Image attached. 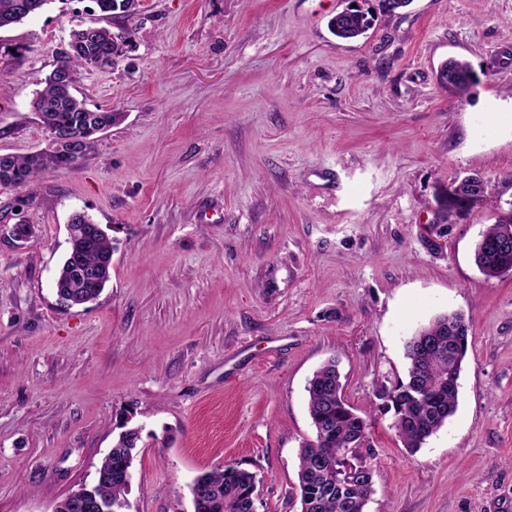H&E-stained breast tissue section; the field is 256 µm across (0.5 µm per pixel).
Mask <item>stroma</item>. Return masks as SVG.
<instances>
[{"label":"stroma","mask_w":512,"mask_h":512,"mask_svg":"<svg viewBox=\"0 0 512 512\" xmlns=\"http://www.w3.org/2000/svg\"><path fill=\"white\" fill-rule=\"evenodd\" d=\"M346 3L141 0L134 50L82 69L78 97L120 122L77 169L0 190V512H52L131 427L126 512H193L194 478L227 463L257 473L258 512H300L305 388L331 359L371 423L365 512H512V276L473 260L512 200V0H413L341 41ZM120 23L52 0L0 30V155L47 148L31 100L72 28ZM451 58L461 96L437 81ZM473 173L489 192L449 223ZM77 211L115 249L67 308ZM451 311L470 320L457 409L412 454L376 392ZM445 71L452 77L448 84L444 80ZM437 80L440 85L462 93L473 82V74L467 62L450 59L441 66Z\"/></svg>","instance_id":"35a3bbf8"}]
</instances>
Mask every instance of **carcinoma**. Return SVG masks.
<instances>
[{
    "instance_id": "cac0c4a2",
    "label": "carcinoma",
    "mask_w": 512,
    "mask_h": 512,
    "mask_svg": "<svg viewBox=\"0 0 512 512\" xmlns=\"http://www.w3.org/2000/svg\"><path fill=\"white\" fill-rule=\"evenodd\" d=\"M53 0H0V29L19 23L41 12ZM105 17L134 15L132 0H92ZM374 17L360 7L345 15L337 14L329 21L333 35L349 40L364 36ZM70 51L60 56L55 68L42 81L43 88L32 100L33 111L48 131L73 127L87 117L96 118L95 131L103 133L118 122L115 112L90 109L73 90L62 84L61 74L74 77L88 66L93 55H108L107 64L114 65L134 49L133 31L126 26L117 30L99 26L77 25L71 31ZM440 85L464 92L473 82L468 63L450 59L438 71ZM77 168L70 153L60 147L24 156L0 159V189H19L48 169ZM488 181L466 176L448 189V205L463 206L482 200ZM70 223L78 233L69 240V250L56 280V291L74 298L82 305L95 300L110 280L114 245L106 231L84 212H75ZM512 241V206L489 225L474 247L478 270L488 280L512 270V246L495 247L504 238ZM468 351V326L461 313L453 312L435 318L409 341L406 358L407 378L390 387L383 385L377 399L390 407L391 428L403 446L417 451L436 433L456 409L458 390L451 388L447 398L429 403L433 389L448 376V366L461 374ZM308 412L314 428L312 439L305 441L298 456V487L301 512H364L374 492L373 469L362 454L370 449V423L344 400L343 386L336 362L318 368L306 386ZM140 432H121L112 451L97 468L99 473H112V466L134 456ZM257 473L224 465V469L198 475L192 482L191 494L204 493L208 501L218 504L209 512H251ZM129 484L107 479L96 484L98 499L109 512H121L126 505Z\"/></svg>"
}]
</instances>
